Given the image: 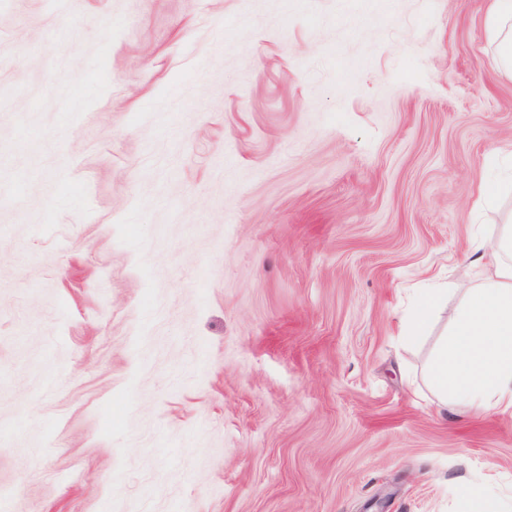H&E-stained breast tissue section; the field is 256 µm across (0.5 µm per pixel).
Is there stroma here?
Wrapping results in <instances>:
<instances>
[{
	"label": "stroma",
	"instance_id": "stroma-1",
	"mask_svg": "<svg viewBox=\"0 0 512 512\" xmlns=\"http://www.w3.org/2000/svg\"><path fill=\"white\" fill-rule=\"evenodd\" d=\"M488 0H0V500L466 512L512 416L422 370L512 225ZM448 282L428 336L400 323ZM60 375L46 389L43 374Z\"/></svg>",
	"mask_w": 512,
	"mask_h": 512
}]
</instances>
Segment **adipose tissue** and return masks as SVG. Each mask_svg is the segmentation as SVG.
Segmentation results:
<instances>
[{"mask_svg": "<svg viewBox=\"0 0 512 512\" xmlns=\"http://www.w3.org/2000/svg\"><path fill=\"white\" fill-rule=\"evenodd\" d=\"M463 301L447 337L424 370L440 403L512 413V231L477 235ZM432 283L419 289L415 310L403 320L406 345L424 335L429 315L447 296Z\"/></svg>", "mask_w": 512, "mask_h": 512, "instance_id": "1", "label": "adipose tissue"}]
</instances>
